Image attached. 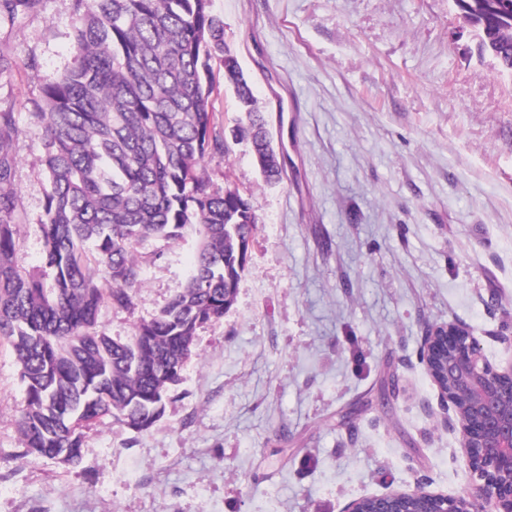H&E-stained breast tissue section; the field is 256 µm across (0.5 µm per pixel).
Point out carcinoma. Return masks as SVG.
I'll list each match as a JSON object with an SVG mask.
<instances>
[{
  "label": "carcinoma",
  "mask_w": 512,
  "mask_h": 512,
  "mask_svg": "<svg viewBox=\"0 0 512 512\" xmlns=\"http://www.w3.org/2000/svg\"><path fill=\"white\" fill-rule=\"evenodd\" d=\"M484 45L505 51L512 72V0H457ZM75 54L47 81L31 113L46 134L44 273L15 261V197L4 188L15 158L12 112H0V340L24 384L18 420L33 459H81L82 428L111 418L144 432L163 416L170 388L195 350L197 331L224 318L246 269L258 218L239 191H218L202 172L210 154L245 134L267 182L265 116L238 59L224 50V20L210 0H78ZM247 125L217 129L212 62ZM198 227L185 287L152 319L116 340L98 329L103 305L127 309L139 282L138 246ZM95 249L86 254L83 243Z\"/></svg>",
  "instance_id": "obj_1"
}]
</instances>
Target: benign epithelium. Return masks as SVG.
<instances>
[{
  "instance_id": "7a95c632",
  "label": "benign epithelium",
  "mask_w": 512,
  "mask_h": 512,
  "mask_svg": "<svg viewBox=\"0 0 512 512\" xmlns=\"http://www.w3.org/2000/svg\"><path fill=\"white\" fill-rule=\"evenodd\" d=\"M420 359L454 410L472 490H394L356 499L344 512H512V360L493 365L474 331L453 323L426 330Z\"/></svg>"
}]
</instances>
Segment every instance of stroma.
<instances>
[{
  "label": "stroma",
  "instance_id": "stroma-1",
  "mask_svg": "<svg viewBox=\"0 0 512 512\" xmlns=\"http://www.w3.org/2000/svg\"><path fill=\"white\" fill-rule=\"evenodd\" d=\"M284 168L247 144L217 189L259 223L236 301L199 329L164 415L84 428L82 459H22L24 385L0 344V512H343L363 496L471 488L457 422L419 361L456 322L512 358V74L455 0H211ZM75 0L0 16V112L17 132L16 260L43 266L45 132L30 114L71 66ZM198 238L150 239L115 339L184 288Z\"/></svg>",
  "mask_w": 512,
  "mask_h": 512
}]
</instances>
